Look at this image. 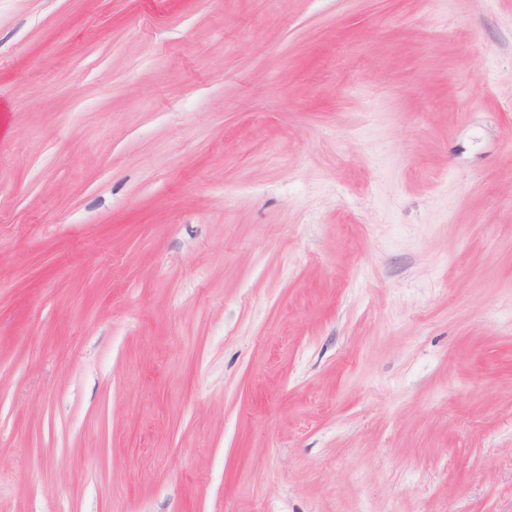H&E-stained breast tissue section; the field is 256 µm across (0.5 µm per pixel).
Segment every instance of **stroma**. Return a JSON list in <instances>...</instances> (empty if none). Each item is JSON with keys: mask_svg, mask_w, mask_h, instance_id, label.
Returning <instances> with one entry per match:
<instances>
[{"mask_svg": "<svg viewBox=\"0 0 512 512\" xmlns=\"http://www.w3.org/2000/svg\"><path fill=\"white\" fill-rule=\"evenodd\" d=\"M0 512H512V0H0Z\"/></svg>", "mask_w": 512, "mask_h": 512, "instance_id": "35a3bbf8", "label": "stroma"}]
</instances>
